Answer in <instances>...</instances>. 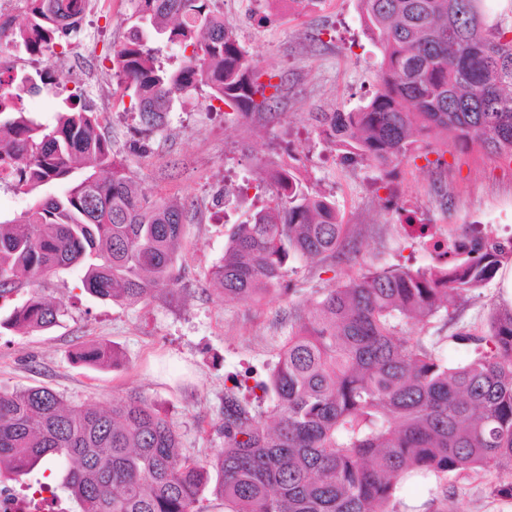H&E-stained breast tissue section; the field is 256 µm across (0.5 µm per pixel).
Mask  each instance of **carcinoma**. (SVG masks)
Returning a JSON list of instances; mask_svg holds the SVG:
<instances>
[{
    "label": "carcinoma",
    "instance_id": "obj_1",
    "mask_svg": "<svg viewBox=\"0 0 512 512\" xmlns=\"http://www.w3.org/2000/svg\"><path fill=\"white\" fill-rule=\"evenodd\" d=\"M133 35L112 48L141 133L162 128L176 96L200 85L247 117L270 106L281 84L260 69L224 22L218 0H130ZM360 0L381 48L378 88L354 112H318V135L381 169L397 166L432 130L459 148L478 145L512 163V0ZM26 24L5 42L38 57L80 30L89 0H25ZM182 49L167 69L145 29ZM273 93L266 94V89ZM0 165L14 187L37 197L0 220V298H29L0 326L49 329L65 315L39 287L80 268L84 289L114 304L172 293L184 206L146 198L92 106L70 105L53 125L29 115L0 81ZM276 188L249 224L233 226L211 279L224 298L247 302L281 286L292 260H342L357 251L332 200L285 162L260 167ZM512 262V239L469 235L425 269L375 268L326 289L291 326L262 383L270 404L224 392V448L210 461L183 454L167 416L133 394L109 411L68 407L46 387L0 389V474L14 480L45 468L78 512H398L412 477L512 470V308L495 306L469 341L475 356L450 367L437 342L410 332L450 314ZM107 367L111 348L76 352ZM216 476H211V473Z\"/></svg>",
    "mask_w": 512,
    "mask_h": 512
}]
</instances>
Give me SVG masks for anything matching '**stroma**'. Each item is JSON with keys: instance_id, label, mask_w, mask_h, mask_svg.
<instances>
[{"instance_id": "35a3bbf8", "label": "stroma", "mask_w": 512, "mask_h": 512, "mask_svg": "<svg viewBox=\"0 0 512 512\" xmlns=\"http://www.w3.org/2000/svg\"><path fill=\"white\" fill-rule=\"evenodd\" d=\"M224 20L261 69L282 79L271 111L241 117L212 109L210 90L199 86L175 99L165 126L149 135L147 150L133 155L138 122L109 59L113 45L129 37L130 0L94 6L66 59L38 63L64 74L25 100L27 111L53 123L66 98L79 92L98 112L112 149L126 158L143 194L177 200L187 208L181 262L174 293L148 302L117 305L87 293L77 269L51 276L43 294L62 303L63 320L50 329L22 334L0 330V388H49L70 406L111 409L137 393L148 397L174 424L184 453L214 457L224 446V392L241 383L247 399L259 396L288 338L296 311L308 310L323 289L359 276L367 267L425 268L433 264L431 238L453 240L467 227L512 237V164L473 146L462 150L442 134H429L392 175L321 141L311 113L352 112L374 95L381 60L361 18L358 0H325L300 11L293 0H220ZM293 159L302 176L330 195L358 250L346 260L289 263L292 293L272 290L259 300L225 299L210 278L224 255L233 225L250 221L275 188L258 168ZM503 302L498 281L478 289L454 311L415 333L441 337L451 365L474 355L467 342H449L459 329H481L492 306ZM103 343L118 355L100 368L77 361L83 344ZM512 475L489 470L449 474L442 485L413 478L401 488L400 512H512V499L492 495Z\"/></svg>"}]
</instances>
